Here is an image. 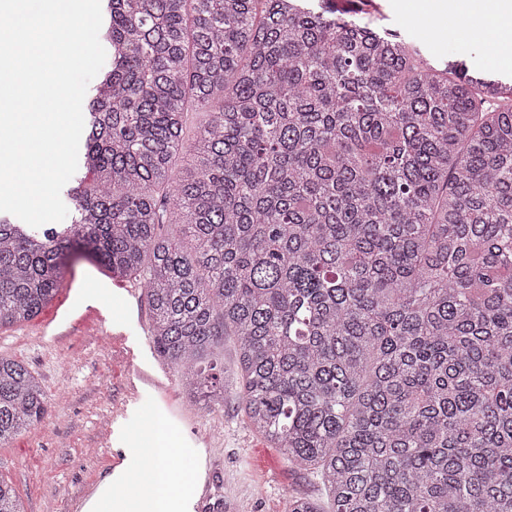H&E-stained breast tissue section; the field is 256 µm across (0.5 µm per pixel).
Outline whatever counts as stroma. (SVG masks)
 Returning a JSON list of instances; mask_svg holds the SVG:
<instances>
[{"label":"stroma","instance_id":"obj_1","mask_svg":"<svg viewBox=\"0 0 512 512\" xmlns=\"http://www.w3.org/2000/svg\"><path fill=\"white\" fill-rule=\"evenodd\" d=\"M415 0H344L336 15L383 25L422 50L440 47L442 57H459L491 76L512 79V68H493L494 48L486 41L460 43L447 24L436 23ZM115 279L94 260L80 256L67 266L53 301L32 320L0 328V355L23 361L47 395V414L10 444L0 447V478L20 496L25 512H66V501L79 483L110 474L109 454L97 445L103 422L127 398L130 362L114 341L109 324L97 312L125 316L123 298L110 293ZM72 307L67 335L48 330L59 305ZM211 362L224 368V408L208 412L191 402L179 383L169 397L175 411L166 423L179 437L185 458L195 451L218 453L207 468L213 495L202 512H288V498H324L312 476L293 470L283 453L247 426L236 399L235 350L232 338L214 349ZM213 432L218 450L200 447L191 427Z\"/></svg>","mask_w":512,"mask_h":512}]
</instances>
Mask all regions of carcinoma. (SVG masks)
<instances>
[{"instance_id":"1","label":"carcinoma","mask_w":512,"mask_h":512,"mask_svg":"<svg viewBox=\"0 0 512 512\" xmlns=\"http://www.w3.org/2000/svg\"><path fill=\"white\" fill-rule=\"evenodd\" d=\"M107 8L73 223L0 219V327L91 257L205 410L235 338L248 427L328 491L288 512H512V84L310 0ZM46 409L0 356V446Z\"/></svg>"}]
</instances>
